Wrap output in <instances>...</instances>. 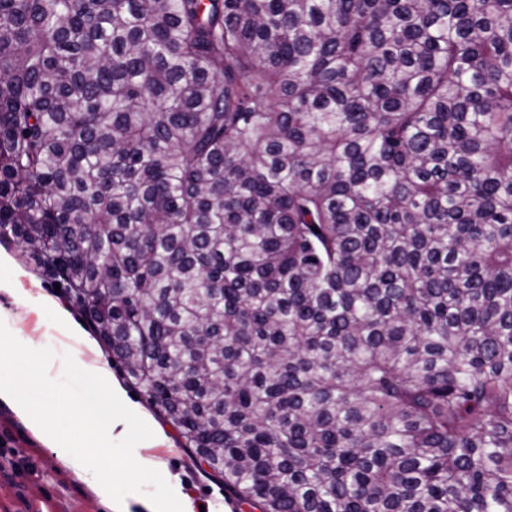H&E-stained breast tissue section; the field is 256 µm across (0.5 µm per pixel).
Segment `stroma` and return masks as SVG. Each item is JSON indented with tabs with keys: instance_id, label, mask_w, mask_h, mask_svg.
I'll return each mask as SVG.
<instances>
[{
	"instance_id": "1",
	"label": "stroma",
	"mask_w": 512,
	"mask_h": 512,
	"mask_svg": "<svg viewBox=\"0 0 512 512\" xmlns=\"http://www.w3.org/2000/svg\"><path fill=\"white\" fill-rule=\"evenodd\" d=\"M22 272L18 285L34 298L46 297L59 306L68 307L62 291L56 290L50 276L44 275L23 258L15 260ZM0 306L9 308L12 334L20 341L48 340L57 353L68 352L86 362L111 366L110 355L95 345L86 348L92 335L87 331L77 308L68 307L77 332L68 338L52 325L47 314L36 306L15 305L12 298L0 292ZM165 443L144 449V456L160 461L178 478L182 491L194 505H204L211 512H238L224 495L223 487L209 479L189 455L176 443V433L170 425H163ZM0 443L6 448L15 471L10 479L0 478V512H30L40 504H48L50 512H106L92 490L88 479L73 473L51 448L36 437L25 423L4 402L0 401Z\"/></svg>"
}]
</instances>
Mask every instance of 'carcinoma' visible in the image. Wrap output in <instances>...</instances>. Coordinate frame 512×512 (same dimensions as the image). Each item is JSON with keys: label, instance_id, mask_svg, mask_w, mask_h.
Instances as JSON below:
<instances>
[{"label": "carcinoma", "instance_id": "obj_1", "mask_svg": "<svg viewBox=\"0 0 512 512\" xmlns=\"http://www.w3.org/2000/svg\"><path fill=\"white\" fill-rule=\"evenodd\" d=\"M0 237L258 512H512V0H0Z\"/></svg>", "mask_w": 512, "mask_h": 512}]
</instances>
